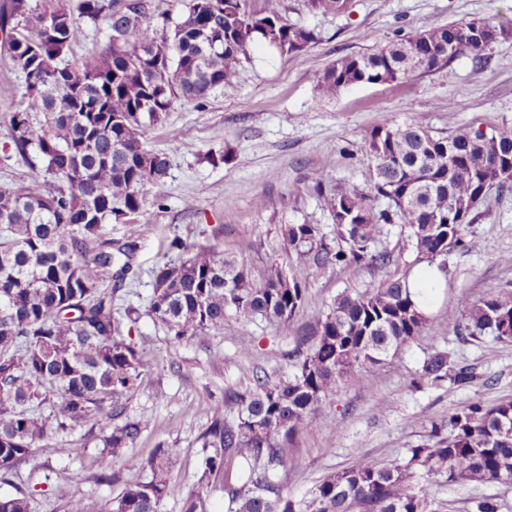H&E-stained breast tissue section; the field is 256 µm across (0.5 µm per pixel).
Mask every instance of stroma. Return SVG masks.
<instances>
[{
    "instance_id": "stroma-1",
    "label": "stroma",
    "mask_w": 512,
    "mask_h": 512,
    "mask_svg": "<svg viewBox=\"0 0 512 512\" xmlns=\"http://www.w3.org/2000/svg\"><path fill=\"white\" fill-rule=\"evenodd\" d=\"M286 18L314 30L317 41L294 54L254 47L232 84L204 100L176 102L166 121L147 131L141 143L170 160L164 202L147 199L140 212L105 225V237L133 240L130 269L114 285V304L131 309V336L150 364L136 390L123 398L116 423L147 420L132 454L150 458L158 447L171 449L168 479L173 489L162 512H181L182 500L202 490L205 512H227L224 484L200 486V437L211 406L229 390H244L255 372L284 374L297 337L310 331L318 313L342 293H363L387 274L412 265L409 231L386 225L375 250L391 252L383 270L364 262L345 267L304 268L282 246L285 224H317L334 236V224L315 187L369 190L374 160L365 147L368 133L382 123L402 127L422 123L435 136L477 129L512 131V38L493 44L487 60L471 56L423 74L410 84H359L324 93L319 79L333 61L371 52L399 29L432 22L489 19L512 25V0H349L345 13L311 11L308 0H282ZM24 77L0 43V143L8 137L3 120L21 104ZM332 167H325L326 158ZM42 162L35 154L0 150V190L31 181ZM466 234L473 248L449 252L447 288L432 301L431 323L422 336L386 364L366 369L359 385L339 386L320 406L319 423L300 433L289 448L296 468L282 474L289 495L302 498L323 476L359 459L384 461L407 456L424 443L432 425L474 401L493 406L512 399V342L491 334L459 335L465 323L460 298L477 302L512 290V184L492 189L475 212ZM191 248L212 247L243 260L254 272L278 262L305 286L302 309L288 323L226 317L224 329L181 342L147 311L155 273L173 238ZM447 352L450 366L472 367L477 380L459 389L450 383L418 384L424 360ZM339 422L332 430L331 422ZM103 420L94 419L63 438L40 442L31 462L19 464L0 496L36 486L33 512H64L71 496L82 497L88 512H104L123 482L138 472H115L103 449ZM429 482L439 512H473L480 498L493 499L498 512H512V482H448L418 471Z\"/></svg>"
}]
</instances>
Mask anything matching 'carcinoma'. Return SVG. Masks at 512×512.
<instances>
[{
  "label": "carcinoma",
  "instance_id": "obj_1",
  "mask_svg": "<svg viewBox=\"0 0 512 512\" xmlns=\"http://www.w3.org/2000/svg\"><path fill=\"white\" fill-rule=\"evenodd\" d=\"M348 0H310L313 11L339 14ZM104 19L108 44L91 64L64 63L88 26ZM0 31L7 33L13 65L24 82L41 81L36 95H23L24 108L8 118L3 148L41 156L44 175L0 191V473L34 456L47 438L87 421L112 418V407L134 391L148 371L115 316L112 279H123L132 240H112L104 225L140 212L145 196L165 198L169 167L164 153L142 148L140 138L163 123L178 100L198 101L228 85L254 45L282 54L315 43L314 30L290 23L280 0L261 13L245 0H185L168 31L157 35L143 0H80L77 12L37 11L32 0H4ZM512 31L489 20H458L413 29L369 54L344 56L321 78L334 94L358 84L406 82L433 72L462 54L485 62L484 52ZM42 121L34 128L32 115ZM366 147L374 158L371 190L317 189L332 217L336 237L317 224L281 227L284 249L312 269L343 267L367 260L386 268L388 252L372 253L387 224H403L416 262L436 265L440 279L423 289L427 301L447 287L444 243L465 245L464 225L494 187L512 181V132L451 133L436 137L421 123L373 128ZM384 199L387 208L375 201ZM155 276L149 313L173 339L224 330L232 312L286 323L303 306L305 285L276 262L259 276L248 265L211 249L185 258L189 246L170 243ZM409 272L388 276L370 292L342 294L318 314L310 336L288 354V374H255L253 386L230 391L211 408L201 436L202 478L224 479L228 512H436L426 485H412L413 468L445 473L448 482L512 481V401L487 407L470 403L434 425L427 442L407 459L361 460L317 481L309 497L288 495L278 475L296 466L286 448L319 418V405L340 383L361 382L363 369L384 364L422 335L428 317L408 288ZM465 331L487 330L512 341V292L479 303L460 301ZM421 379L474 384L468 366L452 369L437 351L423 364ZM50 404L52 414L38 412ZM237 408L227 418L225 407ZM144 423L128 422L102 438L103 447L127 471L150 470L151 479L131 481L105 512H161L170 496V453L142 460L124 449L135 444ZM448 435H443V430ZM31 492L0 496V512H31Z\"/></svg>",
  "mask_w": 512,
  "mask_h": 512
}]
</instances>
